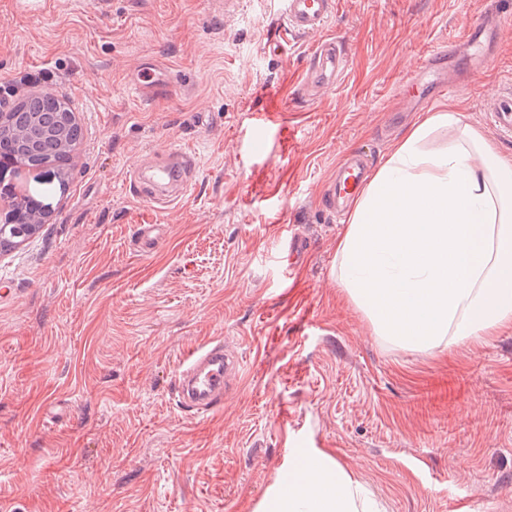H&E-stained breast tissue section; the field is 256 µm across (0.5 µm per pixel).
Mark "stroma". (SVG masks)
<instances>
[{"instance_id":"obj_1","label":"stroma","mask_w":512,"mask_h":512,"mask_svg":"<svg viewBox=\"0 0 512 512\" xmlns=\"http://www.w3.org/2000/svg\"><path fill=\"white\" fill-rule=\"evenodd\" d=\"M494 4L339 0L323 34L274 54L279 0H0V82L50 71L82 127L67 175L0 169L48 213L0 254L18 289L0 304V512H254L313 449L382 512H512V329L432 350L376 336L332 273L341 227L322 206L346 155L380 163L417 120L401 90L425 57ZM324 37L348 69L302 96ZM145 63L166 91L138 88ZM509 84L512 21L455 93L512 159L488 101ZM176 149L199 160L182 196L127 192ZM143 224L164 232L149 255ZM217 337L240 379L197 418L176 375Z\"/></svg>"}]
</instances>
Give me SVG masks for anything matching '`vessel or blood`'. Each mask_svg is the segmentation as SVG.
<instances>
[{
	"label": "vessel or blood",
	"mask_w": 512,
	"mask_h": 512,
	"mask_svg": "<svg viewBox=\"0 0 512 512\" xmlns=\"http://www.w3.org/2000/svg\"><path fill=\"white\" fill-rule=\"evenodd\" d=\"M281 14L273 28L269 46L274 51L286 52L289 37L318 34L325 30L337 6V0H280ZM500 16L488 15L479 23L469 25L459 51L438 49L430 54L422 69L428 75L425 82L416 86L415 92L406 95L410 107L430 104L442 91H452L446 75L450 67L459 62H471L473 56L488 53L497 40ZM347 67V57L341 41H322L310 60L304 86L340 79ZM490 112L493 124L500 135L512 137V89L500 87L490 94ZM198 168L193 154L182 150L172 151L167 157L148 163L137 170L129 181L131 195L151 202H162L180 196L192 181ZM367 179V163L362 156H352L341 168L331 184L325 199L326 208L333 213L362 189ZM162 238L161 227L144 224L138 230V251L152 253ZM240 373L238 354L225 348L222 340L209 341L193 351L180 364L175 392L182 410L192 414L212 411L224 402V392L236 383Z\"/></svg>",
	"instance_id": "1"
}]
</instances>
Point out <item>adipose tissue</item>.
<instances>
[{
	"label": "adipose tissue",
	"instance_id": "obj_1",
	"mask_svg": "<svg viewBox=\"0 0 512 512\" xmlns=\"http://www.w3.org/2000/svg\"><path fill=\"white\" fill-rule=\"evenodd\" d=\"M336 279L376 335L419 348L512 327V161L459 103H441L389 147L350 203ZM332 456H304L256 512H371Z\"/></svg>",
	"mask_w": 512,
	"mask_h": 512
}]
</instances>
